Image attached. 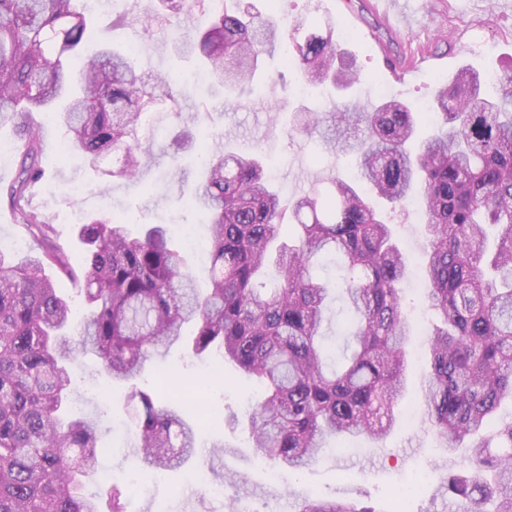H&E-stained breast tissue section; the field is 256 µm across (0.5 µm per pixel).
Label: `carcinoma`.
<instances>
[{
  "mask_svg": "<svg viewBox=\"0 0 512 512\" xmlns=\"http://www.w3.org/2000/svg\"><path fill=\"white\" fill-rule=\"evenodd\" d=\"M189 6L210 8L209 0H156L144 26ZM90 23L86 0H0V124L17 126L19 157L3 195L41 245L19 259L0 250V512H99L84 477L104 448L95 421L70 412L69 365L79 353L128 384L143 471L182 467L199 442L192 399L160 404L133 383L175 345L263 386L248 423L262 461L299 470L331 436L389 435L405 394L407 258L378 199L393 212L413 201L423 209L432 321L421 402L448 458L459 459L448 496L462 512H512V422L496 432V448L482 435L512 400V75L488 97L480 73L463 68L440 83L427 112L396 98L369 111L336 106L322 139L356 156L358 179L332 178L286 204L260 152L214 143L192 199L209 224L203 292L166 228L133 235L126 218L90 217L78 229L77 258L32 203L44 174L26 113L65 127L69 151L89 164L116 158L104 174L131 180L154 156V141L139 136L147 115L179 109V71L139 73L130 54L86 45ZM179 51L229 91L253 81L264 54L278 55L300 84L346 91L362 79L328 18L297 17L284 28L224 9ZM422 122L436 133L420 141ZM326 253L343 261L336 289L354 314L351 352L336 368L321 342L333 288L315 268ZM271 263L277 279L269 288L261 274ZM48 267L79 285L90 309L83 322L71 325ZM296 512L374 508L307 496Z\"/></svg>",
  "mask_w": 512,
  "mask_h": 512,
  "instance_id": "1",
  "label": "carcinoma"
}]
</instances>
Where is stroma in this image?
<instances>
[{"label": "stroma", "mask_w": 512, "mask_h": 512, "mask_svg": "<svg viewBox=\"0 0 512 512\" xmlns=\"http://www.w3.org/2000/svg\"><path fill=\"white\" fill-rule=\"evenodd\" d=\"M336 21L338 39L355 57L363 79L341 92L296 89L294 74L272 83L276 62L264 58L254 92H230L211 83L189 88L181 101V115L157 114L152 130L173 134L189 126L199 136L197 148L177 154L155 155L131 181H110L101 169L67 152L63 129L32 113L31 125L46 129L39 163L45 171L36 197L42 214L57 231V241L81 255L78 226L98 213L135 215L142 224L167 228L189 226L199 237L207 227L192 207L197 177V151L213 140L226 139L241 148H262L278 164L276 180L285 197L308 191L331 178L354 176L351 156L326 152L317 136L296 130L295 114L308 109L328 121L336 102L354 99L367 108L380 99L397 97L425 110L440 81L469 67L480 74L512 73V0H408L415 24L406 33L391 30L372 9V0H321ZM155 0H126L122 11L112 0H96L95 35L104 44L137 48L139 68L164 73L179 69L197 76L194 56L177 52L178 40L191 39L203 24L194 11L181 14L175 28H145L143 20ZM394 229L409 258L404 308L411 336L406 373L407 391L400 404L403 417L395 432L379 441L364 437L346 445L329 441L319 461L302 470L273 469L261 463L252 446L248 418L259 398L257 387L233 370L211 388L212 409L202 422L204 445L220 440L224 453L194 456L185 466L157 470L140 477L134 455L136 438L127 419L126 388L109 386L93 356L79 359L71 372L72 406L76 413L98 419L107 448L87 480L98 495L100 512H110L112 487L124 489L129 512H294L298 496L365 500L376 512H393V493L420 478V491L407 512H448V454L423 421L418 394L429 364L426 335L430 316L425 288L417 284L425 259L427 237L420 216L413 211L394 215ZM324 346L328 360L341 357L346 328L353 316L339 294H331ZM235 475L223 498L210 497L194 482L198 469Z\"/></svg>", "instance_id": "obj_1"}]
</instances>
